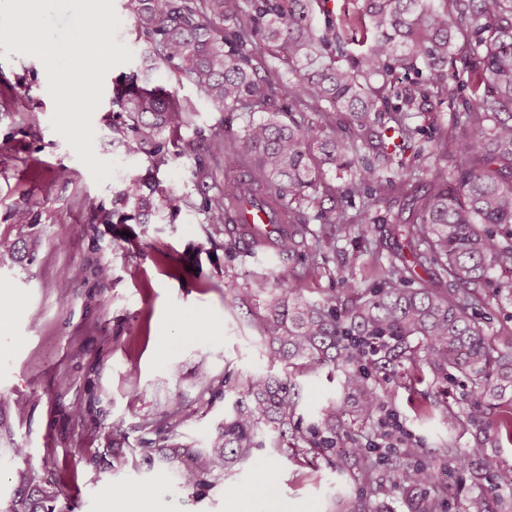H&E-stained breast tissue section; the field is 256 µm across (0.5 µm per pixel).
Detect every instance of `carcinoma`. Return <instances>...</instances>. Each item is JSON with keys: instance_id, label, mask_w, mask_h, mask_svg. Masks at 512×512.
<instances>
[{"instance_id": "obj_1", "label": "carcinoma", "mask_w": 512, "mask_h": 512, "mask_svg": "<svg viewBox=\"0 0 512 512\" xmlns=\"http://www.w3.org/2000/svg\"><path fill=\"white\" fill-rule=\"evenodd\" d=\"M312 2L128 0L143 50L139 70L114 90V102L128 117L122 130L126 152L145 154L156 166L167 161L171 146L184 156L196 152L195 141L180 136L188 124L186 110L173 92L151 86L158 64L191 82L219 112H256L272 84L259 77L254 49L286 52L293 77L277 85L288 111L248 122L241 137L212 140L216 155L259 158L247 181H224L214 208L233 223L236 201L265 196L294 228L276 240V253L305 252L313 259L321 243L331 242L309 228L313 221L363 237L377 223V206L393 195L410 198L412 217L386 229L393 247L373 257L379 282L350 289L351 303L344 308L334 300L303 303L304 282L286 271L278 275L277 297L261 325L271 361L341 368L342 401H352L363 418L378 402L369 370L395 373L397 359L415 342L436 372L449 381L465 377L472 401L492 406L493 446L512 444V327L489 334L473 313L493 274H512V0H448L443 9L428 0H361L353 14L327 13L321 28L312 22ZM432 98L448 101L454 113L442 143L411 122L412 113ZM336 107L346 109L349 126L336 122ZM379 123L428 161L427 195L412 196L419 168L401 163L388 171L359 156ZM165 129L174 135L170 143L159 139ZM316 151L324 167H357L341 191L347 204L322 207ZM120 197L135 200L141 213L177 212L186 204L135 174ZM199 381L211 393L200 408L226 395V378L205 370ZM301 398L292 381L256 375L224 412L206 447L187 451L185 459L164 451L166 436L177 434L194 412L169 414L167 425L152 430L155 438L143 439L145 461L167 466L180 486L203 495L224 479L228 467L265 447L279 452L289 444L297 463L321 458L334 469L333 448L343 437L349 444L345 465L358 480L371 482V448L354 447L349 434H340L336 400L321 408L307 430L288 431ZM446 454L463 464L486 457L487 449L479 444L462 454L448 448ZM392 474V489L402 493L435 486L427 465L396 466ZM58 496L52 487L39 489L35 501L20 493L8 512H54L47 503ZM339 506V512H382L366 498L341 499Z\"/></svg>"}]
</instances>
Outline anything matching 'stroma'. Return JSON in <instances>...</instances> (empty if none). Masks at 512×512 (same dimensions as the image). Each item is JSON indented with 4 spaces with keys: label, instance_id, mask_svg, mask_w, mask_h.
Returning a JSON list of instances; mask_svg holds the SVG:
<instances>
[{
    "label": "stroma",
    "instance_id": "stroma-1",
    "mask_svg": "<svg viewBox=\"0 0 512 512\" xmlns=\"http://www.w3.org/2000/svg\"><path fill=\"white\" fill-rule=\"evenodd\" d=\"M138 66L135 60L117 66L104 80L92 118L94 149L116 166L99 185L51 127L54 104L40 62L0 45V248L22 250L21 262L0 269V296L22 301L0 330V397L9 404L0 413V503L9 504L25 471L34 484L56 486L57 505L69 512H101L106 493L128 487L150 491L151 512H266L271 505L280 512H334L337 491L370 498L384 512H410L384 466L364 485L346 471L299 466L286 450H258L199 496L174 487L162 465L144 463L145 422L192 410L170 444L206 447L224 420L225 401L253 375L295 382L303 396L298 415L307 424L327 400L340 397V371L270 364L258 327L280 270L305 280L310 301L342 305L350 285H371L370 253L380 237H339L309 262L225 250V220L203 206L224 193L211 140L225 131L241 134L247 120L261 115L216 111L195 86L159 64L153 81L187 109L181 134L195 140L197 151L152 166L146 156L127 155L118 132L125 115L112 102L116 82ZM62 167L69 173L64 180L56 176ZM134 171L185 198L181 211L152 213L142 224L104 222ZM17 208L30 210L34 223H14ZM101 265L110 267L109 278L97 277ZM73 268L80 276L59 291L62 274ZM203 368L227 376L228 391L202 413ZM376 388L381 407L370 420L343 407L345 426L360 444H369L389 417L428 463L444 448L486 442L494 431V415L476 412L467 390L438 378L425 360L402 362ZM425 402L437 410L427 421L417 416ZM18 445L28 448L27 458L13 456ZM501 466L512 467L511 445L489 448L487 457L464 467H436V483L452 491L443 512H467L478 495L485 512H501L495 484Z\"/></svg>",
    "mask_w": 512,
    "mask_h": 512
}]
</instances>
